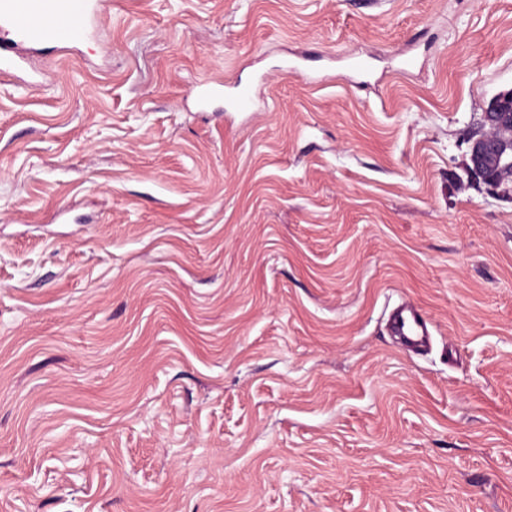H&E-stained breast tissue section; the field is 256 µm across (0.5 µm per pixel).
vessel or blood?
Segmentation results:
<instances>
[{"mask_svg":"<svg viewBox=\"0 0 512 512\" xmlns=\"http://www.w3.org/2000/svg\"><path fill=\"white\" fill-rule=\"evenodd\" d=\"M98 0H0V74L17 76L26 61L20 48H56L92 32ZM396 329L408 341H421L426 323L414 309L400 312Z\"/></svg>","mask_w":512,"mask_h":512,"instance_id":"1","label":"vessel or blood"}]
</instances>
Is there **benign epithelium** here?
<instances>
[{
    "label": "benign epithelium",
    "instance_id": "benign-epithelium-1",
    "mask_svg": "<svg viewBox=\"0 0 512 512\" xmlns=\"http://www.w3.org/2000/svg\"><path fill=\"white\" fill-rule=\"evenodd\" d=\"M471 178L487 191L512 197V90L501 92L482 113L480 126L470 137Z\"/></svg>",
    "mask_w": 512,
    "mask_h": 512
}]
</instances>
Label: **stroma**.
Masks as SVG:
<instances>
[{
	"label": "stroma",
	"instance_id": "stroma-1",
	"mask_svg": "<svg viewBox=\"0 0 512 512\" xmlns=\"http://www.w3.org/2000/svg\"><path fill=\"white\" fill-rule=\"evenodd\" d=\"M32 67L0 512H512V199L466 171L512 0H101ZM395 325L398 333L411 342L418 343L426 335V323L415 309L400 312Z\"/></svg>",
	"mask_w": 512,
	"mask_h": 512
}]
</instances>
